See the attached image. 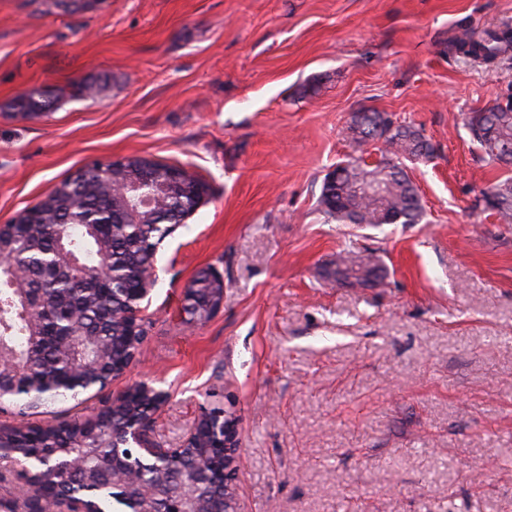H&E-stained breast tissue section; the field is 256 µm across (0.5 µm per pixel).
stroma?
<instances>
[{"mask_svg": "<svg viewBox=\"0 0 512 512\" xmlns=\"http://www.w3.org/2000/svg\"><path fill=\"white\" fill-rule=\"evenodd\" d=\"M512 24V0H0V225L95 160L194 170L211 196L157 253L150 327L127 371L28 424L88 419L128 386L167 392L151 440L180 447L222 403L240 438V512H512V224L483 189L469 113L512 100V59L471 64L465 31ZM100 80L96 98L74 84ZM56 93L24 118L18 95ZM434 147L409 174L418 224H336L323 178L352 157L354 113ZM380 283L343 285L340 251ZM224 305L189 319L199 270ZM0 460V512H29Z\"/></svg>", "mask_w": 512, "mask_h": 512, "instance_id": "1", "label": "stroma"}]
</instances>
